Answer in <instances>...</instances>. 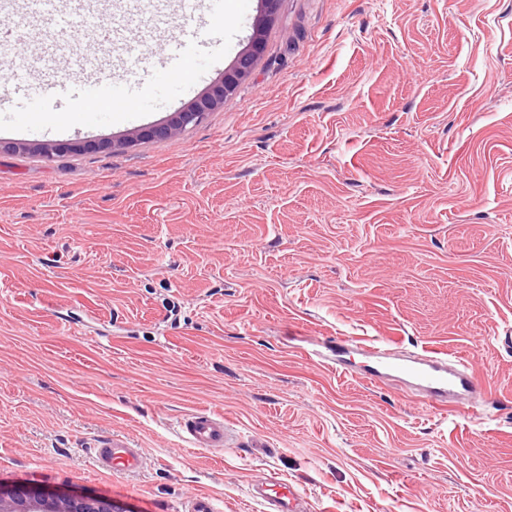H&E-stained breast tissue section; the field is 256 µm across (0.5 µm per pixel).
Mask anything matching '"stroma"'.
I'll list each match as a JSON object with an SVG mask.
<instances>
[{"instance_id":"stroma-1","label":"stroma","mask_w":512,"mask_h":512,"mask_svg":"<svg viewBox=\"0 0 512 512\" xmlns=\"http://www.w3.org/2000/svg\"><path fill=\"white\" fill-rule=\"evenodd\" d=\"M90 11L145 60L199 31L201 64L185 91L149 68L155 95L122 120L0 112V142L27 146L0 153V489L263 512L249 487L272 474L310 512H512V0H280L236 94L143 141L222 81L263 6ZM84 23L65 0L0 23V75ZM336 336L465 356L487 399L449 415L338 377L308 358ZM198 409L234 447L187 446ZM112 434L137 472L95 466Z\"/></svg>"}]
</instances>
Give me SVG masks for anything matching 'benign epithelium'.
<instances>
[{
	"label": "benign epithelium",
	"mask_w": 512,
	"mask_h": 512,
	"mask_svg": "<svg viewBox=\"0 0 512 512\" xmlns=\"http://www.w3.org/2000/svg\"><path fill=\"white\" fill-rule=\"evenodd\" d=\"M279 0H262L264 13L254 25L249 48L237 59L234 68L207 96L174 113L169 124L143 131L142 139H166L200 124L208 113L224 106L242 81L252 73L264 47L263 33L269 26ZM0 512H116L112 502L98 498H56L16 489L9 494L0 490Z\"/></svg>",
	"instance_id": "7a95c632"
}]
</instances>
